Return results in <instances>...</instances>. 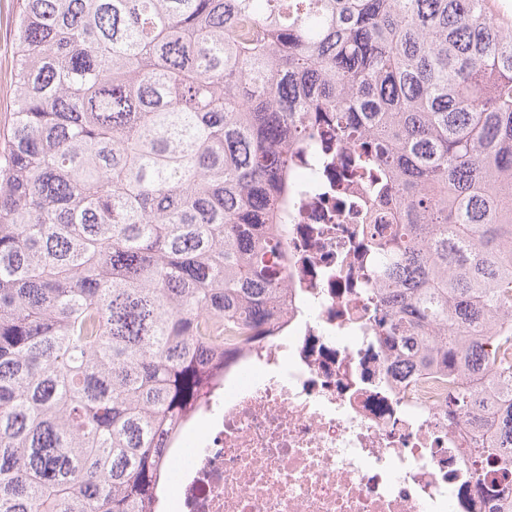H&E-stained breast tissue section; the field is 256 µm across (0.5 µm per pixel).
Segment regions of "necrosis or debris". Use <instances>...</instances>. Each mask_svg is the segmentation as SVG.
<instances>
[{
    "label": "necrosis or debris",
    "instance_id": "obj_1",
    "mask_svg": "<svg viewBox=\"0 0 512 512\" xmlns=\"http://www.w3.org/2000/svg\"><path fill=\"white\" fill-rule=\"evenodd\" d=\"M348 146L289 153L300 202L275 225L287 309L208 389L206 432L180 438L177 512H499L512 483L479 482L448 420V382L396 358L369 275L389 210L340 194Z\"/></svg>",
    "mask_w": 512,
    "mask_h": 512
}]
</instances>
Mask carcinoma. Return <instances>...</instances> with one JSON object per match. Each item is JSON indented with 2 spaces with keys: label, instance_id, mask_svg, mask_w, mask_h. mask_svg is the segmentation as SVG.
Wrapping results in <instances>:
<instances>
[{
  "label": "carcinoma",
  "instance_id": "1",
  "mask_svg": "<svg viewBox=\"0 0 512 512\" xmlns=\"http://www.w3.org/2000/svg\"><path fill=\"white\" fill-rule=\"evenodd\" d=\"M0 512H155L169 430L286 293L288 152L399 212L378 323L512 482V18L495 0H19Z\"/></svg>",
  "mask_w": 512,
  "mask_h": 512
}]
</instances>
